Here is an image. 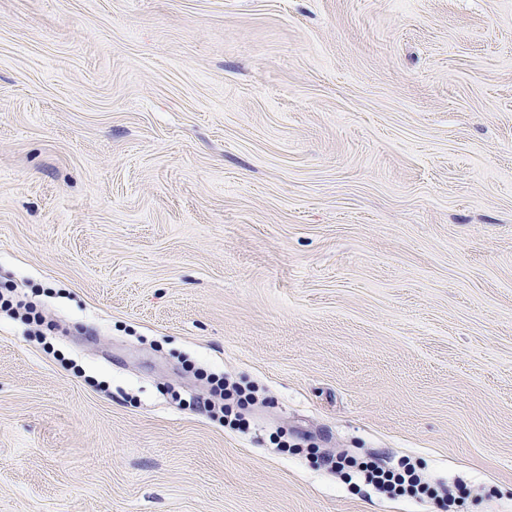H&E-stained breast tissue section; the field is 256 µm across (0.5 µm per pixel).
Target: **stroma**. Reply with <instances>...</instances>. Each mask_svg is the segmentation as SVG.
<instances>
[{
  "label": "stroma",
  "instance_id": "stroma-1",
  "mask_svg": "<svg viewBox=\"0 0 512 512\" xmlns=\"http://www.w3.org/2000/svg\"><path fill=\"white\" fill-rule=\"evenodd\" d=\"M4 287L0 512H512V0H0ZM355 468L360 482L375 492L388 497L407 496L417 498L427 495L431 499L441 501L445 512H458V497L450 486H441L439 489L431 488L423 482L414 464L407 462L400 469L386 468L376 462L348 464Z\"/></svg>",
  "mask_w": 512,
  "mask_h": 512
}]
</instances>
